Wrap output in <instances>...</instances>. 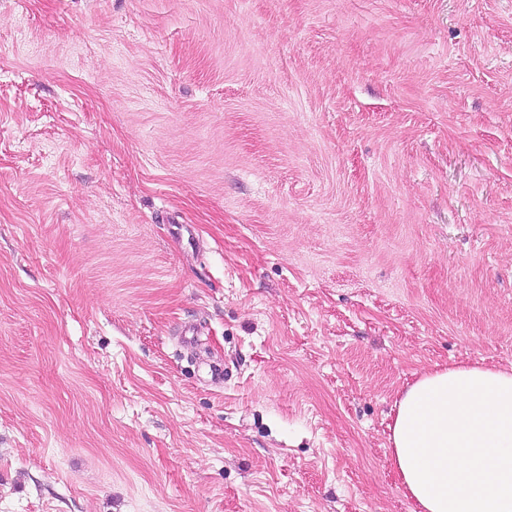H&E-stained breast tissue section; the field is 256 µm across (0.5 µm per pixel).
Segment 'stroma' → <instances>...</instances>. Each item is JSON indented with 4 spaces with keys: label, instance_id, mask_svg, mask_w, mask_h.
<instances>
[{
    "label": "stroma",
    "instance_id": "stroma-1",
    "mask_svg": "<svg viewBox=\"0 0 512 512\" xmlns=\"http://www.w3.org/2000/svg\"><path fill=\"white\" fill-rule=\"evenodd\" d=\"M458 363L512 366V0H0V512H412Z\"/></svg>",
    "mask_w": 512,
    "mask_h": 512
}]
</instances>
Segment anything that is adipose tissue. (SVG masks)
I'll list each match as a JSON object with an SVG mask.
<instances>
[{
	"mask_svg": "<svg viewBox=\"0 0 512 512\" xmlns=\"http://www.w3.org/2000/svg\"><path fill=\"white\" fill-rule=\"evenodd\" d=\"M390 442L412 512H512V369L424 374L402 390Z\"/></svg>",
	"mask_w": 512,
	"mask_h": 512,
	"instance_id": "ef3b65f1",
	"label": "adipose tissue"
}]
</instances>
